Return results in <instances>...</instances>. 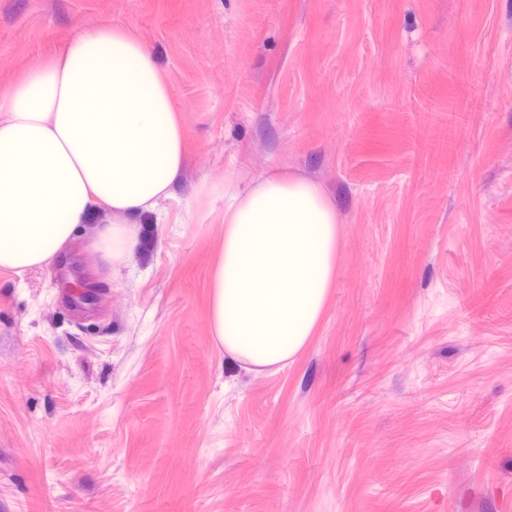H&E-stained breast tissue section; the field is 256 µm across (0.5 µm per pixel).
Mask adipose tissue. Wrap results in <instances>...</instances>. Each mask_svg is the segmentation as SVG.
Segmentation results:
<instances>
[{
    "instance_id": "1",
    "label": "adipose tissue",
    "mask_w": 512,
    "mask_h": 512,
    "mask_svg": "<svg viewBox=\"0 0 512 512\" xmlns=\"http://www.w3.org/2000/svg\"><path fill=\"white\" fill-rule=\"evenodd\" d=\"M186 130L151 50L104 24L0 91V270L60 261L90 212L106 261L137 218L173 195ZM211 272L212 331L231 360L283 365L321 318L338 246L336 209L311 180L273 171L235 190Z\"/></svg>"
}]
</instances>
